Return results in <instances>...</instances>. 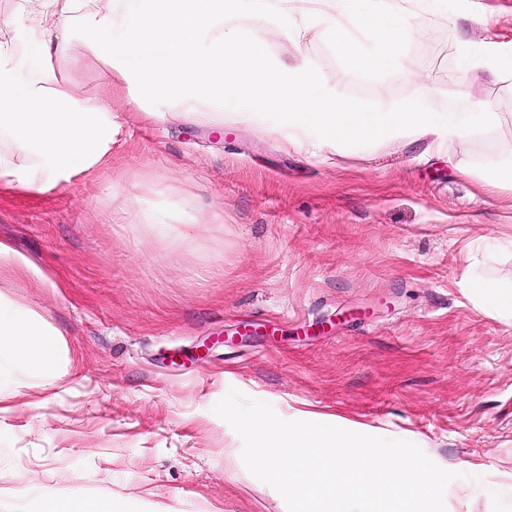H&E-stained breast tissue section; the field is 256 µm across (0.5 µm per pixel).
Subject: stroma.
Instances as JSON below:
<instances>
[{
	"label": "stroma",
	"mask_w": 512,
	"mask_h": 512,
	"mask_svg": "<svg viewBox=\"0 0 512 512\" xmlns=\"http://www.w3.org/2000/svg\"><path fill=\"white\" fill-rule=\"evenodd\" d=\"M398 4L427 21L386 73L355 71L314 16L295 18L311 28L300 43L273 15L236 25L265 44L263 65L304 53L353 106L475 111L455 95L459 45L512 47V0ZM56 65L80 96L111 86L119 130L108 163L0 191V242L39 268L0 269V297L58 329L70 359L53 388L22 374L0 396V512L47 488L135 512H282L224 456L243 445L214 412L232 389L417 445L457 475L446 512H512V319L465 288L512 280V189L486 179L512 157V82L476 71L502 124L460 149L463 173L420 145L314 157L270 127L217 131L177 100L133 102L79 35Z\"/></svg>",
	"instance_id": "obj_1"
}]
</instances>
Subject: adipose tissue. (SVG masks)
Segmentation results:
<instances>
[{
	"mask_svg": "<svg viewBox=\"0 0 512 512\" xmlns=\"http://www.w3.org/2000/svg\"><path fill=\"white\" fill-rule=\"evenodd\" d=\"M27 43L40 55L31 67L23 54L0 53V139H7L22 165L0 164V184L40 192L107 163L115 124L104 99L77 98L75 88L50 64L75 31L137 94H162L195 102L191 116L213 128L261 126L275 119L289 147L317 155L330 149L425 143L427 150L455 156L458 147L496 130L500 116L485 107L480 123L453 108L408 103L388 112L358 109L321 87L317 70L302 55L267 69L258 66L265 46L241 40L233 20L265 14L275 0H37ZM324 32L357 71L390 72L400 65V47L420 30L422 15L400 9L395 0H316ZM57 39H50L49 30ZM373 36L365 50L361 35ZM457 95L473 99L472 75L485 69L512 79V50L483 58L461 48ZM465 287L478 303L512 315V283L474 276ZM67 361L62 335L35 311L0 299V392L14 373L54 385ZM25 512H133L123 498L64 497L38 492Z\"/></svg>",
	"mask_w": 512,
	"mask_h": 512,
	"instance_id": "adipose-tissue-1",
	"label": "adipose tissue"
}]
</instances>
